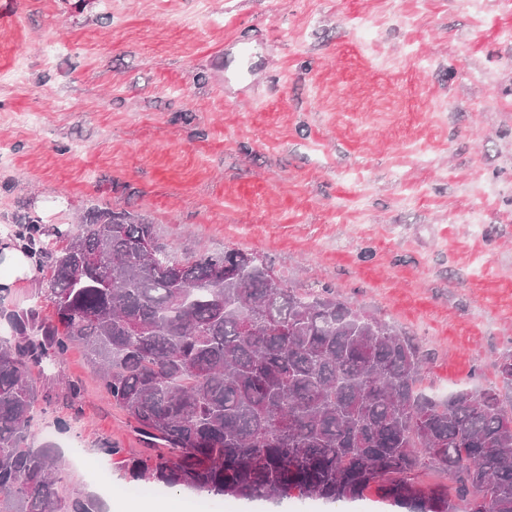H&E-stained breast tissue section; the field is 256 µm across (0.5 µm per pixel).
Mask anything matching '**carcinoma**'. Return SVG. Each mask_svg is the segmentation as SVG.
I'll return each mask as SVG.
<instances>
[{"instance_id":"obj_1","label":"carcinoma","mask_w":512,"mask_h":512,"mask_svg":"<svg viewBox=\"0 0 512 512\" xmlns=\"http://www.w3.org/2000/svg\"><path fill=\"white\" fill-rule=\"evenodd\" d=\"M47 299L0 337V512H102L32 445L34 370L81 346L147 452L131 478L221 499L354 501L405 512H512V351L498 382L435 399L407 333L237 248L174 256L155 225L91 208L73 231L23 216ZM156 245L148 256L135 248ZM451 475L441 484L430 477Z\"/></svg>"}]
</instances>
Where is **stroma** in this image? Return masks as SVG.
<instances>
[{
    "label": "stroma",
    "instance_id": "35a3bbf8",
    "mask_svg": "<svg viewBox=\"0 0 512 512\" xmlns=\"http://www.w3.org/2000/svg\"><path fill=\"white\" fill-rule=\"evenodd\" d=\"M0 0V238L28 214L144 215L176 254L240 248L324 284L428 353L427 394L512 350V0ZM41 269L0 296L39 305ZM82 388L69 407L63 381ZM34 446L113 506L289 512L132 480L143 444L83 349L46 364ZM68 419L58 430L57 418Z\"/></svg>",
    "mask_w": 512,
    "mask_h": 512
}]
</instances>
